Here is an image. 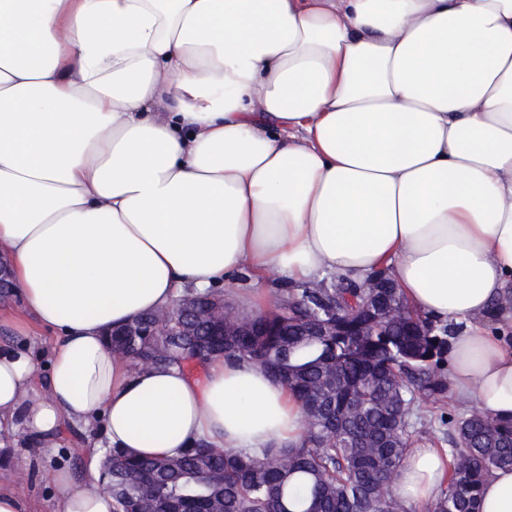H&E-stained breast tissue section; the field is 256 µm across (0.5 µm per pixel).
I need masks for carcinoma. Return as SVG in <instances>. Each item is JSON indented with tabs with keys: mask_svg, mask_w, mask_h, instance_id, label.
Listing matches in <instances>:
<instances>
[{
	"mask_svg": "<svg viewBox=\"0 0 512 512\" xmlns=\"http://www.w3.org/2000/svg\"><path fill=\"white\" fill-rule=\"evenodd\" d=\"M368 297L373 308L406 317L378 324L373 336L353 335L370 319ZM277 304L263 318L244 314L235 336L174 304L112 332L113 352L135 372L211 356L251 362L287 385L305 413L298 448L219 451L201 439L163 458L105 449L96 488L112 496L115 512H407L387 481L410 449L415 392L434 404L447 398L448 327L412 311L396 288L336 279L281 288ZM457 435L449 485L429 512H478L484 478L512 467V420L472 412Z\"/></svg>",
	"mask_w": 512,
	"mask_h": 512,
	"instance_id": "1",
	"label": "carcinoma"
}]
</instances>
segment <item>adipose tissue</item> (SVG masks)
<instances>
[{
    "mask_svg": "<svg viewBox=\"0 0 512 512\" xmlns=\"http://www.w3.org/2000/svg\"><path fill=\"white\" fill-rule=\"evenodd\" d=\"M0 257L58 331L44 394L0 347V432L102 438L54 512H113L103 446L298 447L300 400L208 359L132 372L109 331L183 287L379 272L456 324L448 388L512 418V0H0ZM446 450L393 485L423 507ZM479 512H512V469Z\"/></svg>",
    "mask_w": 512,
    "mask_h": 512,
    "instance_id": "adipose-tissue-1",
    "label": "adipose tissue"
}]
</instances>
